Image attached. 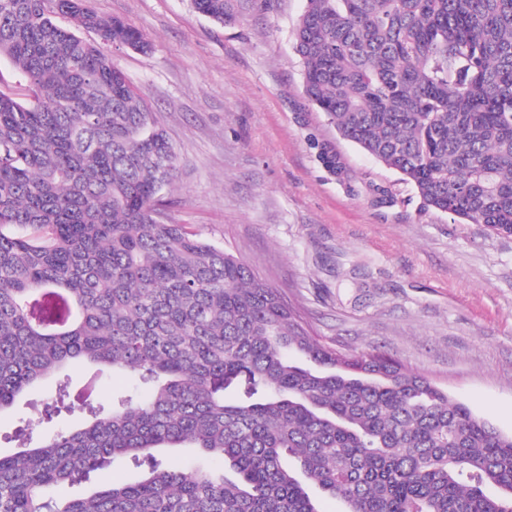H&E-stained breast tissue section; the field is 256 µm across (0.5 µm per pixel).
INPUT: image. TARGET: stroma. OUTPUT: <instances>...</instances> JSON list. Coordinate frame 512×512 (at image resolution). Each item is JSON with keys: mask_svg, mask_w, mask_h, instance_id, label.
<instances>
[{"mask_svg": "<svg viewBox=\"0 0 512 512\" xmlns=\"http://www.w3.org/2000/svg\"><path fill=\"white\" fill-rule=\"evenodd\" d=\"M233 5L219 24L191 0H90L151 46L107 52L177 155L166 221L247 262L321 344L392 358L512 435V237L422 209L306 100L293 43L307 0Z\"/></svg>", "mask_w": 512, "mask_h": 512, "instance_id": "stroma-1", "label": "stroma"}]
</instances>
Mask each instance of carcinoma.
<instances>
[{"mask_svg":"<svg viewBox=\"0 0 512 512\" xmlns=\"http://www.w3.org/2000/svg\"><path fill=\"white\" fill-rule=\"evenodd\" d=\"M112 45L150 50L87 0H0V56L34 94L0 91V410H30L0 512H317L310 484L348 512H512V436L322 345L244 261L159 219L176 155ZM294 49L307 100L423 208L512 236V0H308ZM170 445L216 466L179 469ZM119 463L145 478L113 481ZM66 482L102 488L55 499Z\"/></svg>","mask_w":512,"mask_h":512,"instance_id":"cac0c4a2","label":"carcinoma"}]
</instances>
